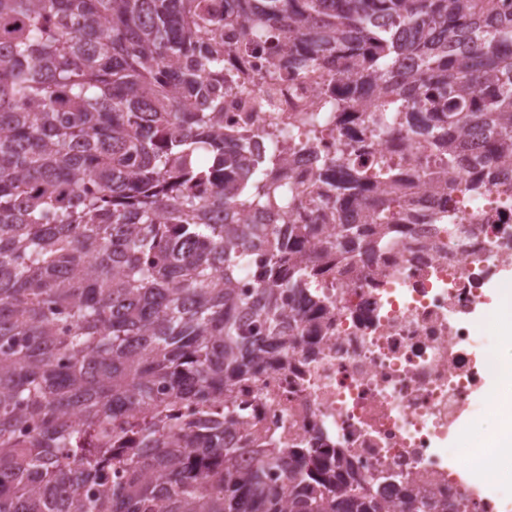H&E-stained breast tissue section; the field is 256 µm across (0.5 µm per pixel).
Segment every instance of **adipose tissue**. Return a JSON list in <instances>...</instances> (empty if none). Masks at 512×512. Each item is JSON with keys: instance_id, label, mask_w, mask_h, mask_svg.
<instances>
[{"instance_id": "adipose-tissue-1", "label": "adipose tissue", "mask_w": 512, "mask_h": 512, "mask_svg": "<svg viewBox=\"0 0 512 512\" xmlns=\"http://www.w3.org/2000/svg\"><path fill=\"white\" fill-rule=\"evenodd\" d=\"M490 394L495 403L490 433L468 452L481 475L512 471V360L503 365L501 377L492 381Z\"/></svg>"}]
</instances>
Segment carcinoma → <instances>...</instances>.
Instances as JSON below:
<instances>
[{"label": "carcinoma", "mask_w": 512, "mask_h": 512, "mask_svg": "<svg viewBox=\"0 0 512 512\" xmlns=\"http://www.w3.org/2000/svg\"><path fill=\"white\" fill-rule=\"evenodd\" d=\"M264 29L283 33L276 74L316 81L336 59L322 108L336 127L276 118L256 162L224 131V31ZM335 131L341 153L315 181L270 177ZM400 132L439 164L360 161ZM505 163L506 0H0V512H442L409 491L390 510L319 448L259 434L226 448L224 426L241 416L235 390L287 347L279 326L325 311L288 316L284 300L405 231L410 178L448 198L454 224L493 191L479 220L494 223L512 207ZM468 170L460 196L448 174ZM285 207L286 224L240 218ZM243 270L251 292L233 287Z\"/></svg>", "instance_id": "cac0c4a2"}]
</instances>
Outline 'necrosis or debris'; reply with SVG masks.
I'll return each instance as SVG.
<instances>
[{
	"label": "necrosis or debris",
	"instance_id": "1",
	"mask_svg": "<svg viewBox=\"0 0 512 512\" xmlns=\"http://www.w3.org/2000/svg\"><path fill=\"white\" fill-rule=\"evenodd\" d=\"M231 46L230 67L249 83L225 90L224 126L249 133L261 156L271 119L318 107L323 87L291 78L272 91L269 57L236 39ZM337 151L336 140L324 138L280 174L311 180ZM404 202L409 232L369 268L351 262L310 285L308 297L327 305V317L316 335L292 337L240 387L244 416L225 427L224 444L237 448L259 433L276 448H324L388 500L409 489L462 503L461 512H512V495L476 481L463 450L476 404L493 407L486 386L499 360L474 313L488 301L484 284L512 266V210L492 228L464 224L452 237L447 225L429 221L443 203L424 180Z\"/></svg>",
	"mask_w": 512,
	"mask_h": 512
}]
</instances>
